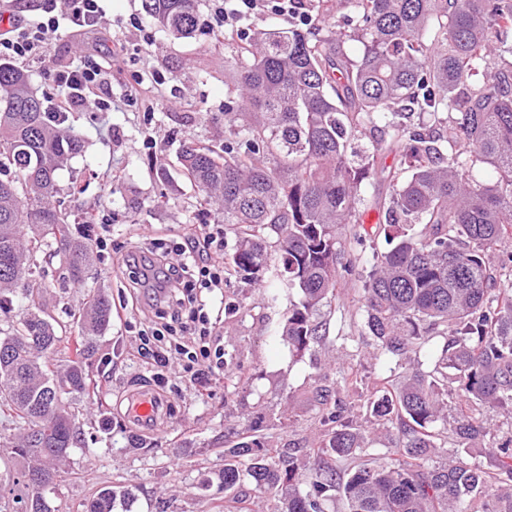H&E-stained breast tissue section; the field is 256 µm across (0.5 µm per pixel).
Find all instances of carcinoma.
Here are the masks:
<instances>
[{
    "mask_svg": "<svg viewBox=\"0 0 512 512\" xmlns=\"http://www.w3.org/2000/svg\"><path fill=\"white\" fill-rule=\"evenodd\" d=\"M143 8L176 37L197 30V0H143ZM336 8L362 44L358 58L342 52L344 33L320 10L304 28L238 43L228 59L237 96L224 103V152L191 143L179 167L234 226L227 275L276 277L299 290L282 331L295 356L320 337V306L359 264L370 265L364 335L377 355L417 353L428 329L445 343L433 367L418 362L397 387L367 391L379 427L397 437L374 462L338 468L366 449L353 423L327 407L319 447L274 448L249 432L224 449L217 478L228 503L246 502L239 487L248 480L278 500V512H324L333 492L348 512H512V436L488 465L457 459L490 432L475 411L512 408V278L491 263L512 240V0H336ZM416 112L447 114L448 132L411 123ZM374 131L382 137L362 143ZM83 148L28 74L0 62V316L16 297L25 302L0 327V417L24 427L0 445L19 489L0 512H56L49 494L74 478L75 402L94 385L86 360L111 324L106 292H88L68 323L36 283L51 246L66 282L81 283L92 263V236L73 234L78 216L58 199L56 181ZM386 154L389 169L380 166ZM478 163L496 170V182L471 177ZM382 174L391 191L374 209L392 247L368 255L366 236L355 229L346 246L338 230L358 223L362 193ZM450 393L459 447L430 466ZM300 451L314 462L307 477L296 467ZM129 495L103 486L83 512H113Z\"/></svg>",
    "mask_w": 512,
    "mask_h": 512,
    "instance_id": "obj_1",
    "label": "carcinoma"
}]
</instances>
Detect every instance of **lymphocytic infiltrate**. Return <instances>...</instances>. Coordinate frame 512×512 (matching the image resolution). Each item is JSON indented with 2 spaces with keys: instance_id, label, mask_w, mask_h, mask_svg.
<instances>
[{
  "instance_id": "f902f5d3",
  "label": "lymphocytic infiltrate",
  "mask_w": 512,
  "mask_h": 512,
  "mask_svg": "<svg viewBox=\"0 0 512 512\" xmlns=\"http://www.w3.org/2000/svg\"><path fill=\"white\" fill-rule=\"evenodd\" d=\"M101 0H41L42 18L25 22L15 14L10 0H0V58L28 61L43 56L60 26L83 30L96 26L103 16ZM300 0H236L233 9L217 7V33L222 37L245 39L241 20L256 10L292 14L307 20ZM55 89L51 109L68 112H105L109 101L102 98L104 71L93 56L83 57L77 65L49 70ZM132 270L133 284H140V271L152 265L159 269L166 295L159 304L164 322L161 327L141 336L139 352L154 369L153 380L168 382L166 369L171 360H180L191 386H204L224 372V346L216 326L223 319L210 295L224 286V227L199 224L184 233L172 252L145 255L127 252L124 260Z\"/></svg>"
}]
</instances>
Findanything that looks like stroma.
Returning a JSON list of instances; mask_svg holds the SVG:
<instances>
[{
	"instance_id": "35a3bbf8",
	"label": "stroma",
	"mask_w": 512,
	"mask_h": 512,
	"mask_svg": "<svg viewBox=\"0 0 512 512\" xmlns=\"http://www.w3.org/2000/svg\"><path fill=\"white\" fill-rule=\"evenodd\" d=\"M102 7L97 27L77 37L61 24L45 59L22 65L33 87L49 98L54 93L46 75L49 65L67 66L88 54L110 58L116 39L129 47L122 65L106 74L112 84L109 112L95 118L70 112L68 124L85 148L57 173L62 190L83 183L82 202L108 225L112 248L95 256L80 286L62 283L57 263L46 264L50 307L67 320L86 290L102 289L112 299V321L89 359L100 392L77 403L81 447L69 457L76 479L60 486L52 506L57 512H77L93 489L119 481L132 497L117 502L115 512H222L219 448L247 426L270 436L279 448L312 447L320 437L321 407L313 396L319 387L339 399L343 417L358 425L369 447L384 452L390 439L375 428L359 391L346 388L344 376L354 371L369 382L386 377L397 383L409 364L374 356L363 344L357 286L367 273L362 265L353 272L352 284L322 306L325 334L299 357L281 337L298 290L277 280L256 285L231 277L224 291L237 295L242 308L218 328L224 354L232 360L223 378L198 390L182 382L180 361H171L169 382L162 389L170 403L167 427L146 434L124 422L125 394L154 384L151 366L138 354L139 332L152 302L146 292H131L119 262L131 247L147 251L157 242L178 241L187 225L217 223L215 213L201 209L197 192L180 175L177 156L190 139L223 148L224 102L232 91V74L225 42L211 31L214 0H198L200 26L189 38L154 25L142 0H103ZM135 19L140 22L136 28L131 25ZM138 77L157 84L152 111L125 103L126 87ZM158 161L168 168L169 180L157 177Z\"/></svg>"
}]
</instances>
